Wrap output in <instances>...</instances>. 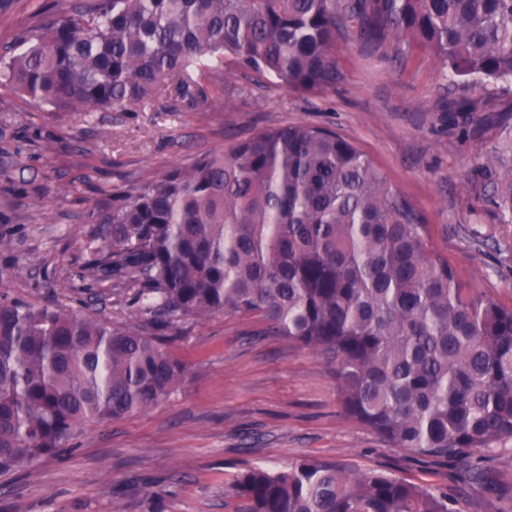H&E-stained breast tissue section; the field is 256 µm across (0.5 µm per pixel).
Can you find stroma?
Segmentation results:
<instances>
[{
	"label": "stroma",
	"instance_id": "35a3bbf8",
	"mask_svg": "<svg viewBox=\"0 0 512 512\" xmlns=\"http://www.w3.org/2000/svg\"><path fill=\"white\" fill-rule=\"evenodd\" d=\"M339 78L310 93L272 76L252 82L225 61L230 96L195 104L161 96L136 112H63L0 82V293L96 312L121 326L133 290L81 273L97 233L90 209L114 188L160 179L172 167L261 130L306 123L354 143L424 214L433 250L466 288L512 308V224L483 166L512 148V84L451 85L428 52L394 62L339 40ZM468 120L438 119L450 96ZM162 347L185 377L143 411L86 425L66 448L0 476V512H241L232 489L253 468L327 460L458 494L461 512L512 507V439L490 460L494 490L465 486L459 469L393 447L340 406L336 366L256 312L183 316Z\"/></svg>",
	"mask_w": 512,
	"mask_h": 512
}]
</instances>
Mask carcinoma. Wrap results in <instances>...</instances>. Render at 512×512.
I'll use <instances>...</instances> for the list:
<instances>
[{
	"label": "carcinoma",
	"instance_id": "obj_1",
	"mask_svg": "<svg viewBox=\"0 0 512 512\" xmlns=\"http://www.w3.org/2000/svg\"><path fill=\"white\" fill-rule=\"evenodd\" d=\"M0 53L14 90L61 110L133 112L167 88L226 90L224 59L314 92L338 78L336 43L398 59L421 46L444 73L512 81V0H33ZM99 225L87 271L138 283L155 327L257 311L270 332L336 363L342 410L397 448L457 463L512 438V308L459 286L419 209L335 131L262 130L131 187ZM184 367L141 325L0 297V475L91 422L168 397ZM243 512H460L448 495L330 461L251 469Z\"/></svg>",
	"mask_w": 512,
	"mask_h": 512
}]
</instances>
